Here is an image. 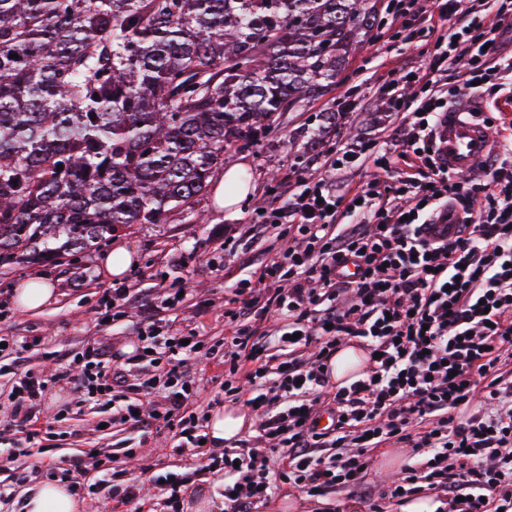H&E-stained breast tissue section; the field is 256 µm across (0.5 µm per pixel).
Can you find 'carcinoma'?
<instances>
[{
    "instance_id": "obj_1",
    "label": "carcinoma",
    "mask_w": 512,
    "mask_h": 512,
    "mask_svg": "<svg viewBox=\"0 0 512 512\" xmlns=\"http://www.w3.org/2000/svg\"><path fill=\"white\" fill-rule=\"evenodd\" d=\"M377 2L0 0V266L192 209L228 147L336 84Z\"/></svg>"
}]
</instances>
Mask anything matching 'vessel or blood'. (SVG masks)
<instances>
[{
  "mask_svg": "<svg viewBox=\"0 0 512 512\" xmlns=\"http://www.w3.org/2000/svg\"><path fill=\"white\" fill-rule=\"evenodd\" d=\"M471 101L458 99L439 121L440 155L450 171L470 173L489 157L493 137L483 124L469 118Z\"/></svg>",
  "mask_w": 512,
  "mask_h": 512,
  "instance_id": "vessel-or-blood-1",
  "label": "vessel or blood"
}]
</instances>
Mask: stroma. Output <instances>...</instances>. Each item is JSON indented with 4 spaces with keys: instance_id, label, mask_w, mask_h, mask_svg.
Masks as SVG:
<instances>
[{
    "instance_id": "1",
    "label": "stroma",
    "mask_w": 512,
    "mask_h": 512,
    "mask_svg": "<svg viewBox=\"0 0 512 512\" xmlns=\"http://www.w3.org/2000/svg\"><path fill=\"white\" fill-rule=\"evenodd\" d=\"M393 55L385 42L363 43L348 60V67L324 96L306 107L284 113L264 134L256 149L228 148L225 166L246 167L253 185L249 196L233 212H225L205 192L193 211L167 213L163 223L135 224L114 233L106 245L90 251L79 263L62 259L45 267L27 263L0 268V299L9 309L0 315V336L22 342L21 354L29 368L48 384L36 407L34 439H27L23 426L10 418L7 398L9 379L17 367L13 355H0V439L12 449L0 453V512H15L27 488L54 481L52 466L69 457L96 450L100 467H115L140 491L152 512H168L167 499L156 482L169 471H186L197 460L178 448L173 429L157 425L143 430L131 424L112 423L126 388L87 402L82 390L55 382L63 368L77 369L82 351L92 343L108 346L107 369L129 368L128 348L139 344L137 331L144 323V310L155 307L173 328L200 336L203 347H224V298L236 283L250 277L261 263L274 257L285 245L277 229H268L249 247L238 244L245 226L258 207L280 205L300 178L319 173L331 149L363 138H385L384 105L376 92L378 77ZM352 91L361 108L325 122L344 91ZM206 221L193 223L192 212ZM125 244L134 252L133 265L121 278L107 276L103 261L114 246ZM40 276L52 283L56 295L42 310L25 313L16 302L21 286ZM121 284L134 288V300L124 307L103 305L107 288ZM167 288L184 289L180 304L160 305ZM39 337L38 346H28L29 337ZM199 392L189 402L191 411L213 416L216 411L241 407V400L224 397V369L212 360L202 363ZM25 484H15L18 473ZM359 512L355 493L347 488H329L324 496L310 498L299 489L280 482L278 490L260 505L259 512Z\"/></svg>"
}]
</instances>
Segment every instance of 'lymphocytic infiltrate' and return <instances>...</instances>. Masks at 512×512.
<instances>
[{
  "label": "lymphocytic infiltrate",
  "mask_w": 512,
  "mask_h": 512,
  "mask_svg": "<svg viewBox=\"0 0 512 512\" xmlns=\"http://www.w3.org/2000/svg\"><path fill=\"white\" fill-rule=\"evenodd\" d=\"M386 11L397 50L429 53L427 63L398 62L378 79L399 124L386 140L338 148L323 175L299 180L280 206L264 210V223L288 241L224 300V368L237 379L233 394L250 392L265 449L247 440L204 446L202 419L187 410L185 357L198 340L181 343L153 319L140 330L142 356L182 358L140 381L119 419L185 433L199 464L166 473L171 490L220 475L229 512H257L279 476L308 494L355 488L368 512H382L381 500L411 493L422 478L448 512H512V374L504 368L512 359V119L475 112L498 128L491 160L475 173H449L437 151L450 98L484 95L512 76V51L501 42L512 33V0H388ZM453 68L447 96L437 95ZM361 167L367 181H342ZM450 208L462 224L425 237L428 219ZM272 312L284 321L276 359L255 341ZM348 344L369 355V366L349 385H332L328 363ZM46 389L23 372L10 390L12 415L32 425ZM474 402L476 413L455 417ZM319 406L334 417L332 430L319 429ZM392 441L411 448L415 463L377 491L363 483L369 453ZM325 448L336 449L335 459L323 458Z\"/></svg>",
  "instance_id": "obj_1"
}]
</instances>
